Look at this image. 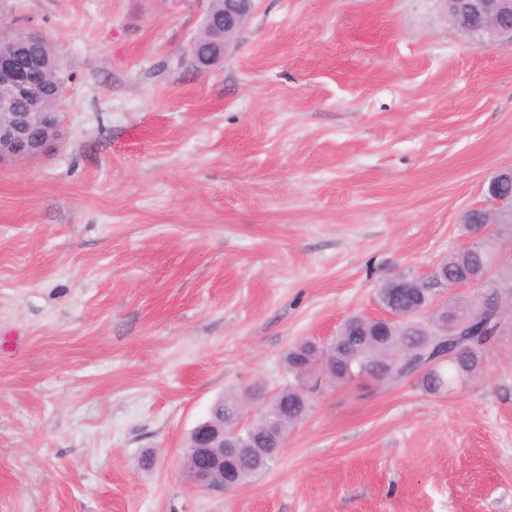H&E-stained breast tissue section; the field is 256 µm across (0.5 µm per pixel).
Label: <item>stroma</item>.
Returning a JSON list of instances; mask_svg holds the SVG:
<instances>
[{
    "label": "stroma",
    "mask_w": 512,
    "mask_h": 512,
    "mask_svg": "<svg viewBox=\"0 0 512 512\" xmlns=\"http://www.w3.org/2000/svg\"><path fill=\"white\" fill-rule=\"evenodd\" d=\"M208 0H0L62 49L68 133L0 167V512H512V299L481 376L325 382L231 494L183 471L229 391L383 315L394 269L435 303L466 211L512 164V43L438 0H258L217 67Z\"/></svg>",
    "instance_id": "obj_1"
}]
</instances>
